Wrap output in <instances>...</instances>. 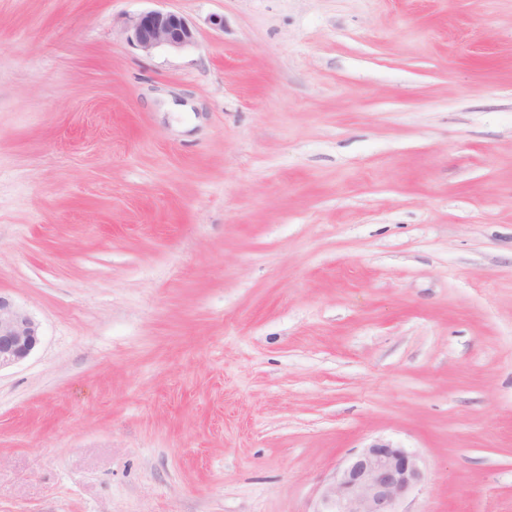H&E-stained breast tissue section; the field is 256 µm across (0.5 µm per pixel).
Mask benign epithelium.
<instances>
[{
  "label": "benign epithelium",
  "instance_id": "1",
  "mask_svg": "<svg viewBox=\"0 0 512 512\" xmlns=\"http://www.w3.org/2000/svg\"><path fill=\"white\" fill-rule=\"evenodd\" d=\"M129 40L149 52L158 46L181 50L196 30L183 15L152 10L135 17ZM40 326L10 297L0 293V369L27 358L40 344ZM416 453L389 440H376L339 467L314 512H397V505L422 480Z\"/></svg>",
  "mask_w": 512,
  "mask_h": 512
}]
</instances>
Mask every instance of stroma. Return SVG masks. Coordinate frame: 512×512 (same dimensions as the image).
Listing matches in <instances>:
<instances>
[{
  "label": "stroma",
  "instance_id": "stroma-1",
  "mask_svg": "<svg viewBox=\"0 0 512 512\" xmlns=\"http://www.w3.org/2000/svg\"><path fill=\"white\" fill-rule=\"evenodd\" d=\"M0 292V512H512V0H0ZM129 40L143 51L158 46L181 50L195 42L196 30L183 15L173 11L152 10L135 17L128 28ZM40 342L38 322L0 292V370L27 358ZM422 478L416 453L376 440L339 467L315 512H399V502Z\"/></svg>",
  "mask_w": 512,
  "mask_h": 512
}]
</instances>
